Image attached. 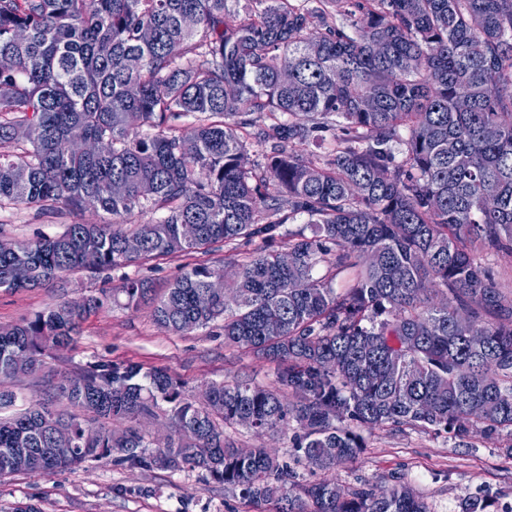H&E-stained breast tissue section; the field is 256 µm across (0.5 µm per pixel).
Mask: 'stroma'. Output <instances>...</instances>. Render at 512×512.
<instances>
[{"instance_id":"obj_1","label":"stroma","mask_w":512,"mask_h":512,"mask_svg":"<svg viewBox=\"0 0 512 512\" xmlns=\"http://www.w3.org/2000/svg\"><path fill=\"white\" fill-rule=\"evenodd\" d=\"M109 214L91 209L72 212L30 205L0 209V236L28 241L52 236L68 224H99ZM224 247L201 248L189 256H164L128 267L129 275L164 289L187 263L222 261ZM103 280L89 271L69 277L67 288L29 291L0 290V325L34 317L56 303L73 301L102 288ZM134 361L144 369L163 368L179 378L184 392L196 396L209 382L247 381L271 386L277 366L251 351L225 345L215 328L178 336L156 325L147 310L109 306L84 323L73 348L49 360L44 372L8 380L16 394V409L26 408L31 396L46 395L50 377L77 370L87 363ZM295 427L257 433L228 424L224 433L238 447L265 446L284 459H293ZM366 446L353 460L337 467V485L349 489L367 483L377 490L410 485L432 512H461L465 501L486 500L487 512H512V447L493 437L473 436L469 447L457 446L445 432L396 427L363 430ZM40 504L43 512H274L244 500L237 490L208 480L195 471L133 468L100 462L52 477L17 474L0 479V512L21 502Z\"/></svg>"}]
</instances>
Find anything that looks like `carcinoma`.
<instances>
[{
  "instance_id": "1",
  "label": "carcinoma",
  "mask_w": 512,
  "mask_h": 512,
  "mask_svg": "<svg viewBox=\"0 0 512 512\" xmlns=\"http://www.w3.org/2000/svg\"><path fill=\"white\" fill-rule=\"evenodd\" d=\"M225 2L0 0V148H13L0 207L93 201L112 215L1 243L0 289L62 283L88 252L100 274L263 243L241 262L185 264L160 295L126 273L80 309L0 325V379L18 363L37 373L122 301L175 335L218 327L277 362L278 387L213 382L191 400L165 369L90 363L51 383L82 414L34 399L0 417V478L105 459L197 470L275 512H431L402 484L338 496L333 479L292 481L268 449L241 455L224 425L294 422L298 459L326 473L364 448L353 423L442 429L464 446L479 424L512 442V298L475 259L512 254V0H250L233 25ZM324 130L329 159H305L297 147ZM255 144L263 163L249 161ZM136 211L153 218L126 221ZM299 217L312 236L282 230ZM322 262L328 280L313 275ZM218 276L234 303L209 292ZM163 403L171 435L148 454L140 423ZM60 432L69 446L44 456Z\"/></svg>"
}]
</instances>
